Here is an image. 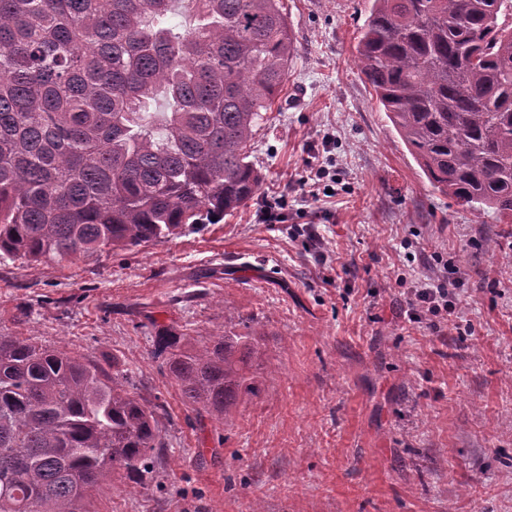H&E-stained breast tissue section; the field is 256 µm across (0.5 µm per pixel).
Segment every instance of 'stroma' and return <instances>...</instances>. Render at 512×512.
Masks as SVG:
<instances>
[{"label": "stroma", "instance_id": "35a3bbf8", "mask_svg": "<svg viewBox=\"0 0 512 512\" xmlns=\"http://www.w3.org/2000/svg\"><path fill=\"white\" fill-rule=\"evenodd\" d=\"M281 3L295 51L252 141L256 198L92 261L0 260V334L119 365L163 404L152 479H116L100 512H512V224L435 190L365 83L372 0ZM328 161L333 193H302ZM281 194L287 223H260ZM450 256L454 317L407 322L412 286ZM228 319L262 339L256 394L220 420L182 404L153 338Z\"/></svg>", "mask_w": 512, "mask_h": 512}]
</instances>
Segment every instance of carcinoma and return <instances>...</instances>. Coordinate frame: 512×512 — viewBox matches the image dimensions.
I'll use <instances>...</instances> for the list:
<instances>
[{"label":"carcinoma","mask_w":512,"mask_h":512,"mask_svg":"<svg viewBox=\"0 0 512 512\" xmlns=\"http://www.w3.org/2000/svg\"><path fill=\"white\" fill-rule=\"evenodd\" d=\"M294 49L280 0H0V259L161 243L247 205ZM358 61L431 184L511 224L512 0H373ZM260 341L154 346L184 404L222 419L255 392ZM126 383L0 335V512H97L112 477L145 483L160 405Z\"/></svg>","instance_id":"1"}]
</instances>
